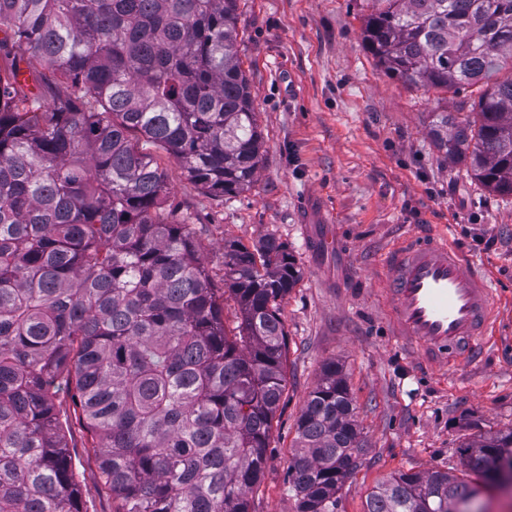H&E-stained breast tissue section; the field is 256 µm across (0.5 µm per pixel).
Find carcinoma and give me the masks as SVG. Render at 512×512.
I'll return each mask as SVG.
<instances>
[{
	"label": "carcinoma",
	"instance_id": "1",
	"mask_svg": "<svg viewBox=\"0 0 512 512\" xmlns=\"http://www.w3.org/2000/svg\"><path fill=\"white\" fill-rule=\"evenodd\" d=\"M363 40L404 83L477 108L430 136L512 194V0H372ZM238 0H0V512H83L60 387L74 390L113 512H251L286 389L288 246L224 242L213 285L144 140L212 197L250 190L264 137L238 53ZM233 300L239 321L224 324ZM332 359L296 422L300 512H336L365 437ZM466 480L394 472L366 512H480L512 477V428L464 445Z\"/></svg>",
	"mask_w": 512,
	"mask_h": 512
}]
</instances>
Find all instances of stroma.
I'll return each mask as SVG.
<instances>
[{
    "label": "stroma",
    "mask_w": 512,
    "mask_h": 512,
    "mask_svg": "<svg viewBox=\"0 0 512 512\" xmlns=\"http://www.w3.org/2000/svg\"><path fill=\"white\" fill-rule=\"evenodd\" d=\"M369 11V0H238L239 56L264 135L251 190L208 196L153 152L216 287L228 240L277 238L301 270L282 303L287 386L252 512H298L287 482L296 421L331 359L366 439L337 512H365L376 484L397 471L463 474V443L512 428V195L488 191L429 135L432 113L469 111L478 90L424 91L384 74L363 41ZM307 208L317 230L338 233V251H308ZM434 229L491 275L496 323L482 360L427 369L392 332L382 259L403 236ZM55 405L85 512H112L81 409L65 390Z\"/></svg>",
    "instance_id": "obj_1"
}]
</instances>
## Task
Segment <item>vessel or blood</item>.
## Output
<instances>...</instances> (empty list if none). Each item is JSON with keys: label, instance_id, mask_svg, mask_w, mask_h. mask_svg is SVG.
Instances as JSON below:
<instances>
[{"label": "vessel or blood", "instance_id": "b4317fda", "mask_svg": "<svg viewBox=\"0 0 512 512\" xmlns=\"http://www.w3.org/2000/svg\"><path fill=\"white\" fill-rule=\"evenodd\" d=\"M390 321L418 361L435 367L481 354L494 290L447 234L407 237L385 257Z\"/></svg>", "mask_w": 512, "mask_h": 512}]
</instances>
